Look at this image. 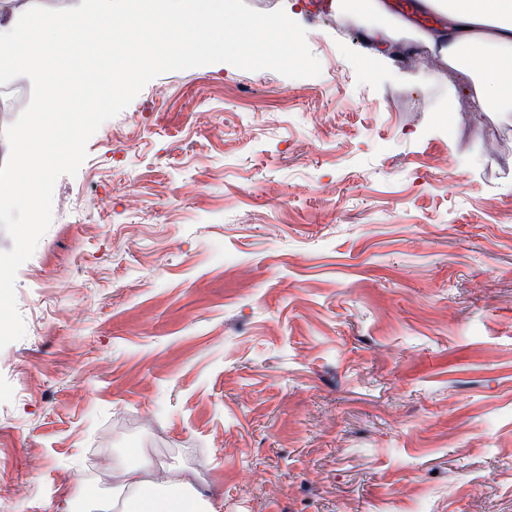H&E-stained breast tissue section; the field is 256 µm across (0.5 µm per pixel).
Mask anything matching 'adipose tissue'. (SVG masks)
<instances>
[{"label": "adipose tissue", "instance_id": "1", "mask_svg": "<svg viewBox=\"0 0 512 512\" xmlns=\"http://www.w3.org/2000/svg\"><path fill=\"white\" fill-rule=\"evenodd\" d=\"M424 2L443 21L413 31L415 40L468 78L476 111H512V0ZM365 11L377 18L365 29L369 59L376 62L384 59L390 41L409 30L410 24L404 18H392L385 0H366ZM120 486L130 492L127 512H218L177 469L160 482L149 477L140 463L128 462L121 469Z\"/></svg>", "mask_w": 512, "mask_h": 512}]
</instances>
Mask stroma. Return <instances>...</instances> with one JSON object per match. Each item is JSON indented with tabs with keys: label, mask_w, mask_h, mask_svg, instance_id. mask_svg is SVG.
<instances>
[{
	"label": "stroma",
	"mask_w": 512,
	"mask_h": 512,
	"mask_svg": "<svg viewBox=\"0 0 512 512\" xmlns=\"http://www.w3.org/2000/svg\"><path fill=\"white\" fill-rule=\"evenodd\" d=\"M149 81L53 191L0 349V512H87L128 449L222 512H512V112L367 68ZM455 98L453 121L443 109Z\"/></svg>",
	"instance_id": "1"
}]
</instances>
